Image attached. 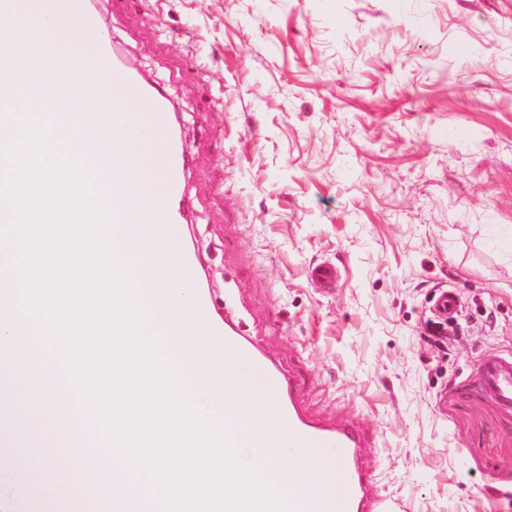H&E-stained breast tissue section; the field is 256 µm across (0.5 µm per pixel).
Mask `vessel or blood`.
<instances>
[{"mask_svg": "<svg viewBox=\"0 0 512 512\" xmlns=\"http://www.w3.org/2000/svg\"><path fill=\"white\" fill-rule=\"evenodd\" d=\"M0 17L10 20L6 36L22 46L20 54L0 56V127L16 123L7 105L15 88L37 102L51 129H76L93 153L79 162L111 212L110 237L121 261L134 269L140 320L147 330L166 336L167 356L179 374L189 376V393H203L224 410V428L241 448H272L295 457L316 481L284 478L281 471L257 469L295 512H389L371 501L369 475L361 455L368 437L350 422L333 425L310 417L299 404L303 385L284 373L241 329L232 314L214 310L198 282L192 253L179 233L184 192L183 149L172 129V108L156 87L127 72L116 59L98 16L86 0H0ZM83 33L79 46L66 38ZM135 127L130 141L115 129ZM175 263L181 287L191 289L189 320L176 322L161 314L169 295L164 267ZM310 279L332 291L341 277L338 266L321 262ZM224 356V394L209 380L195 378L213 351ZM481 386L504 408L512 409V361L483 363ZM245 385L251 394L247 410L227 404L226 392ZM69 448H98L102 442L93 420L71 407Z\"/></svg>", "mask_w": 512, "mask_h": 512, "instance_id": "1", "label": "vessel or blood"}]
</instances>
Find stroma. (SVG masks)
<instances>
[{
    "label": "stroma",
    "instance_id": "obj_1",
    "mask_svg": "<svg viewBox=\"0 0 512 512\" xmlns=\"http://www.w3.org/2000/svg\"><path fill=\"white\" fill-rule=\"evenodd\" d=\"M91 8L180 116L201 286L310 414L371 430V496L512 512V412L479 388L512 357V0ZM443 288L461 335L435 347ZM309 277L324 292H331L341 277V271L333 263L321 262L311 267Z\"/></svg>",
    "mask_w": 512,
    "mask_h": 512
}]
</instances>
